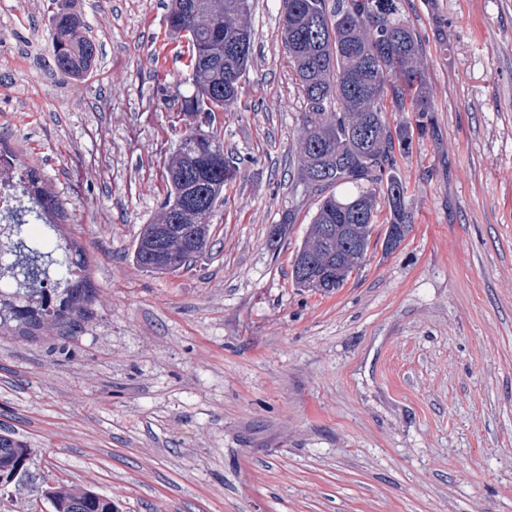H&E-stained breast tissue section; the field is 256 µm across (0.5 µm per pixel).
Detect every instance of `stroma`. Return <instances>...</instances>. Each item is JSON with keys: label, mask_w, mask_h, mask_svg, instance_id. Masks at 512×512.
Here are the masks:
<instances>
[{"label": "stroma", "mask_w": 512, "mask_h": 512, "mask_svg": "<svg viewBox=\"0 0 512 512\" xmlns=\"http://www.w3.org/2000/svg\"><path fill=\"white\" fill-rule=\"evenodd\" d=\"M168 3L0 0V140L64 201L96 288L73 339L0 335V425L31 451L0 512H51L53 480L120 512H512V0H396L434 105L398 161L412 227L386 251L379 206L330 294L291 279L316 198L282 0H252L244 91L218 117L241 175L215 246L170 274L133 264L200 122L154 94L187 73ZM62 7L99 49L76 79L52 56Z\"/></svg>", "instance_id": "1"}]
</instances>
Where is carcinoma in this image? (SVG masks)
<instances>
[{
  "label": "carcinoma",
  "instance_id": "cac0c4a2",
  "mask_svg": "<svg viewBox=\"0 0 512 512\" xmlns=\"http://www.w3.org/2000/svg\"><path fill=\"white\" fill-rule=\"evenodd\" d=\"M281 35L288 62L306 105L299 114L302 184L321 197L308 234L297 249L292 279L299 288L319 289L309 265L339 273L332 292L364 262L377 222L378 200L388 206L385 250L396 249L411 224L407 186L396 155L412 152L414 135L432 125V98L420 65L422 43L396 17L393 0H282ZM250 0H171L170 33L187 39V95L181 111L212 117L236 109L253 50ZM83 18L60 10L52 18L51 48L56 69L73 78L97 57L96 44L80 34ZM246 43L240 53L225 46ZM412 112L415 123L393 129L386 112ZM34 204L55 213L54 236L31 232L29 224L0 228V333L34 338L51 328L71 336L94 295L85 251L61 233L66 218L60 197L35 168ZM240 167L224 156V139L212 128L185 131L165 171L167 196L143 225L132 252L140 270L166 274L189 267L200 254L190 236L211 237V220L223 202L224 185ZM290 211L270 230L278 246ZM179 224L184 235L160 241V226ZM66 287H59L60 283ZM27 445L0 434V479L24 469ZM52 512H118L112 498L57 483L42 490Z\"/></svg>",
  "mask_w": 512,
  "mask_h": 512
}]
</instances>
